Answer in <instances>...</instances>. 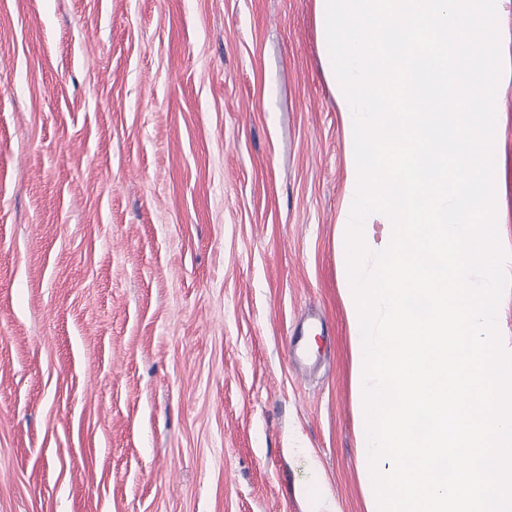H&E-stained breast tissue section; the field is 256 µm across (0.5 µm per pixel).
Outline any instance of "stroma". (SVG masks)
<instances>
[{
	"label": "stroma",
	"mask_w": 512,
	"mask_h": 512,
	"mask_svg": "<svg viewBox=\"0 0 512 512\" xmlns=\"http://www.w3.org/2000/svg\"><path fill=\"white\" fill-rule=\"evenodd\" d=\"M347 177L315 0H0V512H366Z\"/></svg>",
	"instance_id": "obj_1"
}]
</instances>
